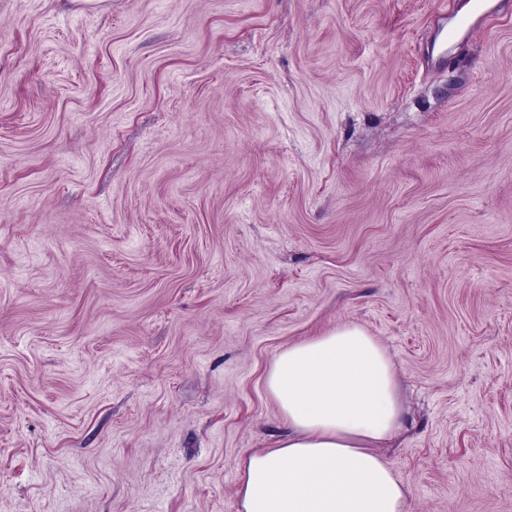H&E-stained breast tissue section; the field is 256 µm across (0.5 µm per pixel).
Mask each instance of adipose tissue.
<instances>
[{"mask_svg": "<svg viewBox=\"0 0 512 512\" xmlns=\"http://www.w3.org/2000/svg\"><path fill=\"white\" fill-rule=\"evenodd\" d=\"M265 386L288 435L241 460L238 512H407L408 489L374 452L401 419L381 342L336 327L278 353Z\"/></svg>", "mask_w": 512, "mask_h": 512, "instance_id": "adipose-tissue-1", "label": "adipose tissue"}]
</instances>
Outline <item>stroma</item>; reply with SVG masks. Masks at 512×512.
I'll return each instance as SVG.
<instances>
[{
	"label": "stroma",
	"instance_id": "obj_1",
	"mask_svg": "<svg viewBox=\"0 0 512 512\" xmlns=\"http://www.w3.org/2000/svg\"><path fill=\"white\" fill-rule=\"evenodd\" d=\"M0 0V512H237L354 324L410 512H512V0ZM488 13V3L487 0H471V10L470 13L464 17H462L457 25L445 29L444 27L441 29L443 33L444 39L448 45V42H454L460 36V34L465 32H471L475 29L478 22Z\"/></svg>",
	"mask_w": 512,
	"mask_h": 512
}]
</instances>
